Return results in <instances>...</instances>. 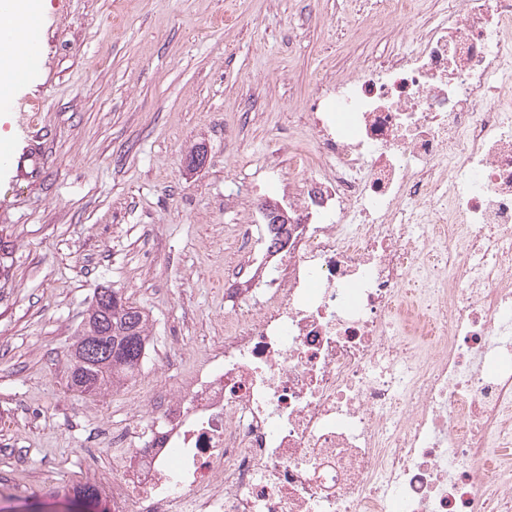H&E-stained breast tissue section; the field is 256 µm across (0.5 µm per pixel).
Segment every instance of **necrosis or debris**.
I'll use <instances>...</instances> for the list:
<instances>
[{
  "instance_id": "obj_1",
  "label": "necrosis or debris",
  "mask_w": 512,
  "mask_h": 512,
  "mask_svg": "<svg viewBox=\"0 0 512 512\" xmlns=\"http://www.w3.org/2000/svg\"><path fill=\"white\" fill-rule=\"evenodd\" d=\"M512 0L316 89L315 216L220 356L112 433V512H512Z\"/></svg>"
}]
</instances>
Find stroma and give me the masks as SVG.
Listing matches in <instances>:
<instances>
[{
  "instance_id": "obj_1",
  "label": "stroma",
  "mask_w": 512,
  "mask_h": 512,
  "mask_svg": "<svg viewBox=\"0 0 512 512\" xmlns=\"http://www.w3.org/2000/svg\"><path fill=\"white\" fill-rule=\"evenodd\" d=\"M384 3L45 0L42 63L0 107V512H77L76 489L111 488L113 430L223 350L239 227L261 237V202L299 177L274 135L312 140V77L408 45ZM104 286L146 310L149 349L88 396L68 376Z\"/></svg>"
}]
</instances>
